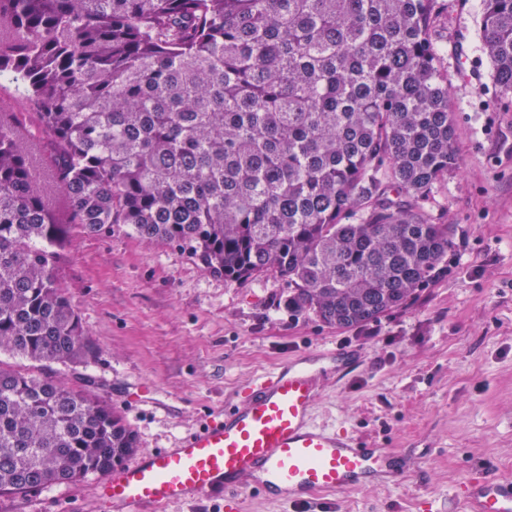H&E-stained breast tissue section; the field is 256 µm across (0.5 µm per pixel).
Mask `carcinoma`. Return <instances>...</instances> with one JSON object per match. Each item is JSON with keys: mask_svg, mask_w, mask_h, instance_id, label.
I'll return each mask as SVG.
<instances>
[{"mask_svg": "<svg viewBox=\"0 0 512 512\" xmlns=\"http://www.w3.org/2000/svg\"><path fill=\"white\" fill-rule=\"evenodd\" d=\"M444 0H0V352L96 356L59 285L77 235L122 224L227 284L350 328L448 260L425 210L457 170ZM477 48L512 95V0ZM134 431L86 388L0 362V496L117 469Z\"/></svg>", "mask_w": 512, "mask_h": 512, "instance_id": "carcinoma-1", "label": "carcinoma"}]
</instances>
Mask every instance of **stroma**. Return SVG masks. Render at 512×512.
<instances>
[{"label":"stroma","mask_w":512,"mask_h":512,"mask_svg":"<svg viewBox=\"0 0 512 512\" xmlns=\"http://www.w3.org/2000/svg\"><path fill=\"white\" fill-rule=\"evenodd\" d=\"M447 3L443 64L463 164L426 204L453 242L442 273L379 320L329 327L289 312L278 278L226 284L118 224L74 237L60 271L96 357L47 363L45 373L90 386L145 453L175 447L299 353L348 347L362 361L320 375L315 417L388 449L404 479L337 492L333 512H420L478 466L512 481V98L472 48L481 0ZM98 481L0 497V512H101Z\"/></svg>","instance_id":"1"}]
</instances>
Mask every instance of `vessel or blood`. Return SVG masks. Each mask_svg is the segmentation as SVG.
I'll return each mask as SVG.
<instances>
[{
	"instance_id": "1",
	"label": "vessel or blood",
	"mask_w": 512,
	"mask_h": 512,
	"mask_svg": "<svg viewBox=\"0 0 512 512\" xmlns=\"http://www.w3.org/2000/svg\"><path fill=\"white\" fill-rule=\"evenodd\" d=\"M354 367L338 349L305 352L257 376L235 403L177 447L139 455L96 487L103 512H159L177 501L220 498L238 512L248 487L308 512L322 494L401 478L382 448L359 444L343 427L317 423V366ZM448 512H512V483L488 468L471 471Z\"/></svg>"
}]
</instances>
